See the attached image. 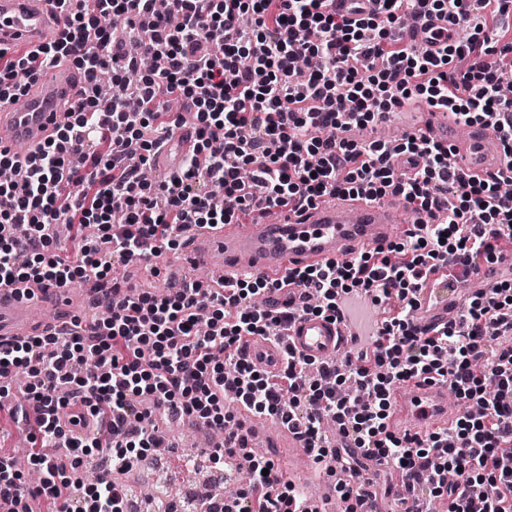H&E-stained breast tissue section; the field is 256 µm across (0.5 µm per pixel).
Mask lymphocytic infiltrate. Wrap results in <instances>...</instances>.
<instances>
[{
	"label": "lymphocytic infiltrate",
	"instance_id": "obj_1",
	"mask_svg": "<svg viewBox=\"0 0 512 512\" xmlns=\"http://www.w3.org/2000/svg\"><path fill=\"white\" fill-rule=\"evenodd\" d=\"M65 31L51 44L0 49V92L21 91L18 74H33L66 57L86 76L57 137L36 153L0 150V167L21 182L0 183L11 206L0 212V287L34 280L55 288L74 279L104 282L116 265L179 245L189 227L231 223L235 213L312 206L328 195L387 196L406 201L419 224L387 248L289 272L300 302L274 312L251 306L278 280L243 272L235 283L208 288L185 281L153 295L113 285L107 316L87 332L0 343V379L35 370L28 394L38 416L41 490L32 494L12 457L0 456V498L14 512H126L120 475L166 447L151 416L193 417L223 430L212 467L237 451L233 404L299 428L316 462L343 461L348 479L336 492L345 512H366L364 475L353 455L397 472L414 500L447 498L448 512H512V281L470 293L457 321L437 333L415 319L417 297L442 271L468 278L476 259L495 264L512 253V71L491 62L512 53V0H377L360 18L331 10L329 0H171L180 18L170 26L154 0H53ZM127 20L107 33L100 17ZM472 28L465 41L417 51L401 27L429 15ZM502 38L495 48L494 38ZM147 56L163 68L145 72L135 89L111 93L99 108L98 77L122 84ZM466 71H450L454 60ZM449 108L460 125L492 130L508 162L474 178L447 146L421 134L402 141L361 143L349 131L386 120L405 101ZM198 123L204 156L182 160L169 179L141 176L178 123ZM414 159L413 177L398 175L399 156ZM68 225L78 246L51 249V229ZM352 295L386 305L371 349L313 366L285 351L278 379L249 362L245 339H277L301 314L335 316ZM416 378L448 384L457 399L476 403L448 430L423 436L388 427L396 385ZM86 403L101 428L64 439L58 408ZM338 425L341 451L327 446L325 420ZM65 441L109 458L93 491L68 477L43 445ZM244 490L208 498L207 512H307L305 497L269 457L246 456Z\"/></svg>",
	"mask_w": 512,
	"mask_h": 512
}]
</instances>
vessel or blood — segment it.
I'll return each instance as SVG.
<instances>
[{
	"instance_id": "1",
	"label": "vessel or blood",
	"mask_w": 512,
	"mask_h": 512,
	"mask_svg": "<svg viewBox=\"0 0 512 512\" xmlns=\"http://www.w3.org/2000/svg\"><path fill=\"white\" fill-rule=\"evenodd\" d=\"M63 22L51 0H0V47H31L59 39ZM84 82L69 61L42 70L29 86L0 103V147H23L37 151L55 138ZM403 122L428 138L453 148L459 165L469 174L484 177L499 170L503 152L499 141L486 129H471L458 136V123L445 109L422 106L404 113ZM395 208L384 201L345 197L322 202L304 210L284 209L271 219H246L207 228L186 238L183 254L194 267H218L225 277H233L241 267L272 277L289 270L319 266L329 260L362 250L386 246L394 236ZM447 282H428L419 294L418 323L429 330L443 328L455 316L448 304ZM73 297L33 280L20 281L0 289V341L12 342L43 334L45 326L35 321L39 306L69 308ZM353 345V331L345 318L301 315L288 326L282 340L249 337L246 351L259 369L278 373L283 352L323 363L340 358ZM449 387L435 381H412L393 397L391 427L399 433L421 434L447 428ZM247 448L270 442L273 461L281 474H293L308 451L298 431L281 428L267 435L265 422L244 411L239 415ZM303 489L312 512H335L333 490L320 487V476L311 471Z\"/></svg>"
}]
</instances>
